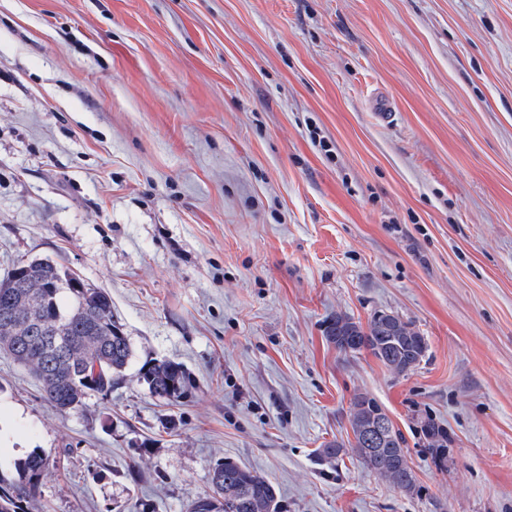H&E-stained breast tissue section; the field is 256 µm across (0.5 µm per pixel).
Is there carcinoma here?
Wrapping results in <instances>:
<instances>
[{"instance_id":"cac0c4a2","label":"carcinoma","mask_w":512,"mask_h":512,"mask_svg":"<svg viewBox=\"0 0 512 512\" xmlns=\"http://www.w3.org/2000/svg\"><path fill=\"white\" fill-rule=\"evenodd\" d=\"M21 289L11 277L0 281V335L3 321L19 310ZM48 328L63 337L66 354L61 359L50 357L42 335L24 343L17 363L41 376L44 397L57 409L67 412L86 405L94 396H106L112 386L125 376L132 350L127 336H119L120 325L112 320V299L102 288L80 280L75 288H65L49 301L38 314ZM325 340L347 356L364 350L370 352L387 370L395 374L414 371L422 362L427 344L412 324L394 315L385 323L373 317L368 326L339 314L325 328ZM152 396L167 403H177L189 385L184 368L170 361H147L136 373ZM379 403L366 393L353 396L349 407V423L354 442L352 450L371 472L405 493L416 488V477L408 463L405 437L392 428L395 437L391 448H373L361 436L356 423H367ZM425 437L432 448H445L448 435L443 428L429 424ZM19 479L7 483L0 480V512H28V504L40 493L46 471V460L38 453L30 454L15 464ZM212 493L198 495L188 504L187 512H280L277 492L263 475L244 464L219 461L211 476Z\"/></svg>"}]
</instances>
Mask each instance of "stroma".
Instances as JSON below:
<instances>
[{"label":"stroma","instance_id":"1","mask_svg":"<svg viewBox=\"0 0 512 512\" xmlns=\"http://www.w3.org/2000/svg\"><path fill=\"white\" fill-rule=\"evenodd\" d=\"M33 258L190 385L64 414L0 354V475L48 460L30 512H186L228 459L281 512H512V0H0V277ZM380 312L415 371L324 338ZM359 392L414 493L318 464Z\"/></svg>","mask_w":512,"mask_h":512}]
</instances>
